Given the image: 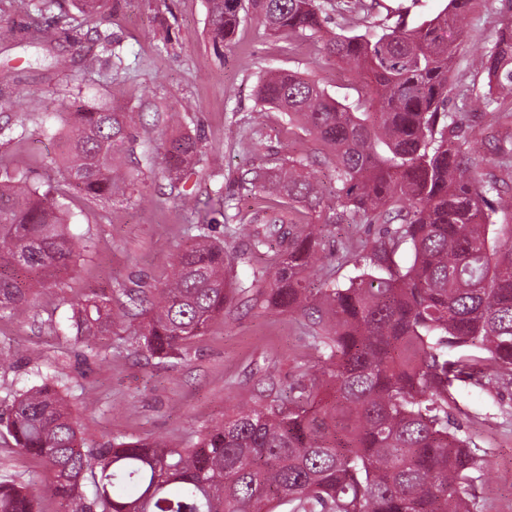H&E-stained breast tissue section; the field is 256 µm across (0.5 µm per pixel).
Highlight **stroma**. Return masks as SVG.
Returning <instances> with one entry per match:
<instances>
[{"label": "stroma", "instance_id": "obj_1", "mask_svg": "<svg viewBox=\"0 0 512 512\" xmlns=\"http://www.w3.org/2000/svg\"><path fill=\"white\" fill-rule=\"evenodd\" d=\"M500 8L499 0H481L475 7L466 44L453 64L455 80L477 95L485 84L469 73L467 61L475 50L492 45L503 21ZM103 11L98 22L73 10L68 22L89 40L100 31L110 34L122 57L118 67L91 55L62 71L54 49L0 40V86L8 88L0 95V126L9 128L0 135V158L34 183L56 182L68 112L79 104L128 103L142 110L134 130L142 149L154 150L161 138L179 131L200 134L201 161L186 182L198 208H181L158 163L145 169L128 200L69 190L70 229L87 248L59 287L36 292L25 317L0 316V410L17 392L53 373L69 387L72 402L85 392L96 399L95 409L80 413L89 444L123 436L182 446L195 431L222 419L236 400L266 387V371L284 388L313 362L306 318L252 309L240 300L182 359L167 362L135 353V338L122 326L102 337L103 353L83 346L62 300L109 293L120 285L150 292L170 279L174 256L216 210L218 194L238 192L242 175L261 164L263 150L244 133L251 117L263 114L273 149L284 154L311 149L308 137L289 131L284 115L257 101L255 85L269 69L304 73L339 100L362 81L356 72L321 59L309 44L289 51L286 41L268 35L250 15L232 42H214L208 0H106ZM379 236L376 224L325 225L321 260L308 287L328 279L347 283L356 255ZM453 394L462 433L482 458L475 473V510L512 512V384L484 391L461 383ZM41 474V465L1 430L0 478L34 483Z\"/></svg>", "mask_w": 512, "mask_h": 512}]
</instances>
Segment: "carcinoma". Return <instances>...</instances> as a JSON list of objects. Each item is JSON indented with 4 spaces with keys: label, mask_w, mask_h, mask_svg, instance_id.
Returning <instances> with one entry per match:
<instances>
[{
    "label": "carcinoma",
    "mask_w": 512,
    "mask_h": 512,
    "mask_svg": "<svg viewBox=\"0 0 512 512\" xmlns=\"http://www.w3.org/2000/svg\"><path fill=\"white\" fill-rule=\"evenodd\" d=\"M53 2L16 0L20 21L0 34L83 48L76 30L45 21ZM73 2L92 18L104 4ZM208 2L214 41L231 42L248 9L267 33L309 41L322 57L360 70L365 85L343 103L292 71L257 83V100L318 145L268 159L241 178L247 192L274 193L278 201L254 209L239 259L275 239L283 252L273 269H256L250 285L233 288L235 259L200 225L171 280L151 298L119 292L137 310L129 328L138 347L161 360L184 355L229 311L236 290L251 293L255 306L301 313L318 357L301 373L298 402L271 392L241 402L185 448L119 438L90 446L63 386L47 375L15 395L0 426L44 462L43 492L70 512H274L282 504L291 512H474L481 456L453 419V390L458 382L483 390L512 382V186L499 176L512 174V136L495 141L486 165L467 146L478 114L512 99V0H500L507 23L472 60L486 80L479 97L452 85L451 75L475 0H448L414 25L410 8L391 10L384 0ZM324 3L350 31H325ZM452 91L461 103L455 112L448 109ZM136 116L123 105L70 113L57 187L0 175V310L24 313L32 288L57 286L76 265L67 188L91 198L136 191L138 176L117 159L119 149L136 153ZM159 150L171 190L191 204L184 179L200 138L180 132ZM316 164L334 173L327 195L312 176ZM314 214L327 224L385 225L344 287L306 286L321 229L296 225ZM403 244L413 258L402 268L395 256ZM64 303L87 344L112 335V295ZM0 512H37L35 494L1 479Z\"/></svg>",
    "instance_id": "carcinoma-1"
}]
</instances>
